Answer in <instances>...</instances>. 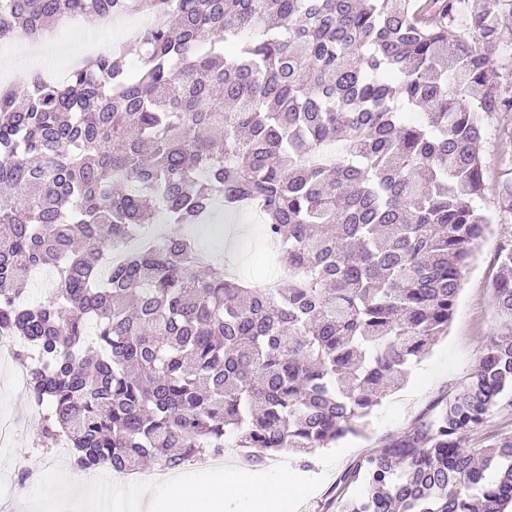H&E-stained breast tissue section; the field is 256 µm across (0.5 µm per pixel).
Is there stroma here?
Returning a JSON list of instances; mask_svg holds the SVG:
<instances>
[{
  "instance_id": "obj_1",
  "label": "stroma",
  "mask_w": 512,
  "mask_h": 512,
  "mask_svg": "<svg viewBox=\"0 0 512 512\" xmlns=\"http://www.w3.org/2000/svg\"><path fill=\"white\" fill-rule=\"evenodd\" d=\"M487 142L484 155L482 205L493 217V231L464 274L463 290L457 302L449 333L441 338L425 358L416 364L406 385L383 399L369 419L364 435L343 441L334 448L311 450L310 467L299 465L294 453L279 452L266 462L274 467L288 461L304 477H319L321 487L300 507L299 512H336L345 473L384 445L400 439L413 425L432 412L439 401L453 397L468 381L487 337L496 335L500 321L493 305L492 283L499 271L497 253L512 244V210L500 203L499 187L512 180V112L484 119ZM191 236L203 246L222 252L235 262L239 276L254 281L263 274L276 275L280 267L268 250L262 221L239 216L234 237H227L225 221L215 217L196 225ZM31 399L26 388L15 380L9 359H0V416L14 421L15 433L0 439V497H9L13 512H29L24 502L35 481H19L20 469L36 474L57 469L73 473L66 452L49 455L35 446L36 423L29 415Z\"/></svg>"
}]
</instances>
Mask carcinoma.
<instances>
[{
    "label": "carcinoma",
    "mask_w": 512,
    "mask_h": 512,
    "mask_svg": "<svg viewBox=\"0 0 512 512\" xmlns=\"http://www.w3.org/2000/svg\"><path fill=\"white\" fill-rule=\"evenodd\" d=\"M0 0V43L144 14L63 82L0 88V335L18 337L37 443L81 471L245 450L254 465L363 433L448 333L492 225L480 114L512 112L487 49L512 3ZM475 98L480 112L468 107ZM254 207L285 279L253 288L183 229ZM502 332L427 421L343 477L340 512H512V435L465 446L512 394ZM51 268L50 299L21 304Z\"/></svg>",
    "instance_id": "1"
}]
</instances>
